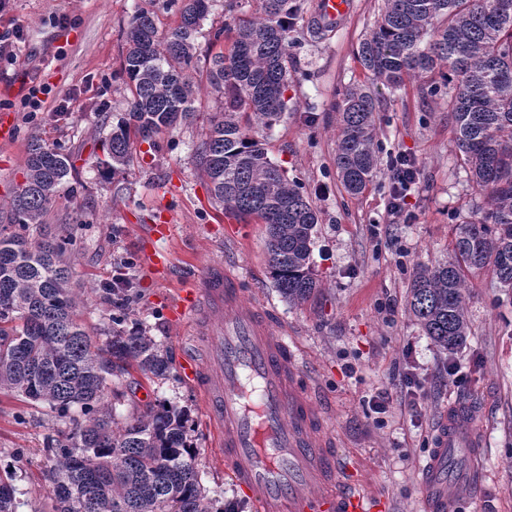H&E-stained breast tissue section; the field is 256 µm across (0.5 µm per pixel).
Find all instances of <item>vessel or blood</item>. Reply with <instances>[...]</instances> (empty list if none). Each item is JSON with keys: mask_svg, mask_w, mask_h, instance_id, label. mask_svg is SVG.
I'll return each mask as SVG.
<instances>
[{"mask_svg": "<svg viewBox=\"0 0 512 512\" xmlns=\"http://www.w3.org/2000/svg\"><path fill=\"white\" fill-rule=\"evenodd\" d=\"M352 9V0H320L318 15L338 26ZM170 315L192 320L180 372L199 394L226 472L259 512H383L384 503L342 480L324 415L300 383L303 363L287 331H274L273 311L246 301L234 263L205 268ZM478 444L473 411L449 406L416 476L427 512H448L480 488L477 472L448 474L454 450Z\"/></svg>", "mask_w": 512, "mask_h": 512, "instance_id": "1", "label": "vessel or blood"}]
</instances>
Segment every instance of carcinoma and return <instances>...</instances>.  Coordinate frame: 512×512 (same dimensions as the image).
I'll list each match as a JSON object with an SVG mask.
<instances>
[{"label": "carcinoma", "mask_w": 512, "mask_h": 512, "mask_svg": "<svg viewBox=\"0 0 512 512\" xmlns=\"http://www.w3.org/2000/svg\"><path fill=\"white\" fill-rule=\"evenodd\" d=\"M250 17L214 34L227 48L208 58L207 79L224 94L196 159L211 199L236 219L266 226L267 267L290 304L322 287L312 267L319 216L296 181L274 162L252 131L288 110V62L299 0H254ZM178 19L159 30L156 11L139 9L123 34L120 75L128 112L102 143L96 167L124 173L131 145L151 142L196 111L195 41L209 0H165ZM357 60L373 84L392 90L427 73L429 93L448 100L455 144L486 205L454 227L452 261L418 269L410 310L432 342L452 355L468 336L466 272L487 269L512 290V0H384ZM376 100L364 85L347 88L338 106L336 175L352 195L376 175ZM25 180L0 213V391L44 402L73 429L49 438L53 512H238L208 496L190 443L187 410L147 404L116 419L105 399L108 382L135 366L166 379L164 347L127 317H112V336L95 345L77 318V297L65 255L71 235L33 242L71 171L69 158L37 139ZM15 472L0 469V512H16Z\"/></svg>", "instance_id": "carcinoma-1"}]
</instances>
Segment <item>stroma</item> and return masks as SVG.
Listing matches in <instances>:
<instances>
[{
  "label": "stroma",
  "mask_w": 512,
  "mask_h": 512,
  "mask_svg": "<svg viewBox=\"0 0 512 512\" xmlns=\"http://www.w3.org/2000/svg\"><path fill=\"white\" fill-rule=\"evenodd\" d=\"M227 2L211 0L196 38V112L159 135L155 144H136L131 166L112 179L101 175L95 160L113 120L128 107L130 92L119 74L122 34L145 0H9L0 29L11 23L20 28L14 51L23 65L0 57V100L8 102L17 123L15 143L0 150V199H10L23 182L31 139L68 154L73 170L41 234L76 238L69 257L72 282L95 343L109 336L111 316L123 313L180 359L189 326L168 316L175 289L200 269L234 257L250 299L271 305L276 326L293 337L338 454L353 465L367 494L387 501L386 512H423L415 473L429 454L438 416L454 402L472 403L481 414L484 444L476 454L460 452L457 463L483 473L484 491L457 500L450 512H512V290L500 288L490 271L469 274L470 334L452 356L425 336L407 305L414 272L451 260L454 225L473 220L484 204L458 157L447 104L424 92L432 75L398 90H373L383 152L416 159L423 173L395 221L387 210L386 167H379L354 196L340 185L333 164L334 107L348 85L366 81L356 48L370 32L382 0H354L344 24L318 38L309 33L318 0H301L292 34L290 108L271 128L259 131L270 158L287 169L320 213L313 267L323 288L308 303L288 304L267 274L263 225L251 224L245 236H232L196 165L195 150L224 107L206 78L208 47L217 29L251 12V0H237L232 13ZM19 80L25 88L49 89L47 110L34 114L23 108V91L10 90ZM59 105L65 115H57ZM163 211L170 212L176 228L172 238L156 244L169 257L168 276L160 280L147 267L141 243ZM125 261L131 264L135 297L125 306L106 304L99 290ZM452 362L461 378L457 384L448 376ZM410 375L420 393L408 388ZM129 378L139 387L132 401L119 405V413L132 412L146 391L189 409L204 488L221 502L236 500L197 394L178 375L161 381L134 370ZM378 391L390 398L383 414L368 405ZM414 399L419 409H412ZM64 427L45 404L0 393V465H12L16 473L17 512H51L44 442ZM15 448L24 449V456L11 459Z\"/></svg>",
  "instance_id": "1"
}]
</instances>
